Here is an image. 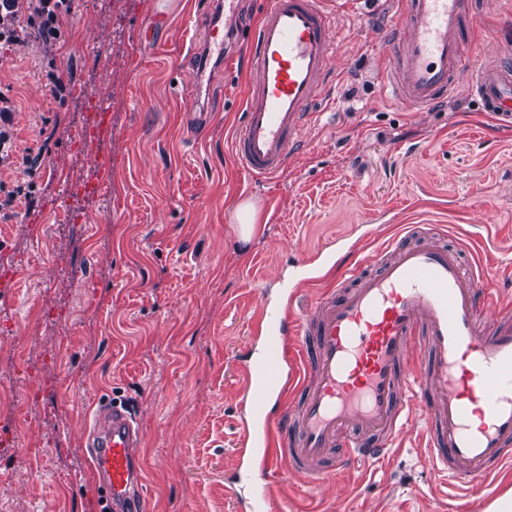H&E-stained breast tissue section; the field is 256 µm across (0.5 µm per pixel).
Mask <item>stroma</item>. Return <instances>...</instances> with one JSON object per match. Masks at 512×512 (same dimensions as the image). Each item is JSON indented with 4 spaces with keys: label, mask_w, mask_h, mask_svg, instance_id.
<instances>
[{
    "label": "stroma",
    "mask_w": 512,
    "mask_h": 512,
    "mask_svg": "<svg viewBox=\"0 0 512 512\" xmlns=\"http://www.w3.org/2000/svg\"><path fill=\"white\" fill-rule=\"evenodd\" d=\"M207 0H71L52 48L0 41V97L18 153L0 197L25 182L31 205L0 212V512H102L84 444L99 399L127 403L141 431L148 495L140 512H239L224 486L240 452L242 360L261 296L295 311L329 286L297 265L333 243L371 264L398 226L435 224L463 246L466 272L512 290V130L466 90L407 112L372 78L392 22L388 0H341L334 93L317 102L287 168L254 181L232 134L248 76L213 67L191 94ZM512 0H479L474 43L497 40ZM65 87L53 90V80ZM107 144L78 141L99 102ZM29 149L23 161L21 149ZM112 165L105 192L83 184ZM250 201L263 229L237 239L228 211ZM422 420L389 463L306 491L280 480L274 512H485L426 464Z\"/></svg>",
    "instance_id": "35a3bbf8"
}]
</instances>
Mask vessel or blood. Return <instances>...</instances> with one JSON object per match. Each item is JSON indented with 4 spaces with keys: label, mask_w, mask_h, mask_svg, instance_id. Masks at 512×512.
<instances>
[{
    "label": "vessel or blood",
    "mask_w": 512,
    "mask_h": 512,
    "mask_svg": "<svg viewBox=\"0 0 512 512\" xmlns=\"http://www.w3.org/2000/svg\"><path fill=\"white\" fill-rule=\"evenodd\" d=\"M385 97L412 112L431 111L467 90L496 123L512 126V46H496L471 67L466 45L472 0H393ZM238 0H211L207 54L224 61L221 32L235 31ZM332 0H267L237 51L250 72L244 119L234 140L239 167L255 180L284 170L330 90L336 44ZM375 268L337 271L306 311L261 308L252 324L261 352L242 367L243 465L230 480L243 512H268L280 470L317 489L342 470L388 459L413 406L424 422V456L438 472L481 494L512 460V304L479 277L462 273L461 251L432 224H410L375 255ZM496 308L492 319L482 306ZM428 352L410 370V356ZM141 438L131 409L104 399L87 437L110 512H136L145 500ZM259 471L247 489L243 477Z\"/></svg>",
    "instance_id": "1"
}]
</instances>
